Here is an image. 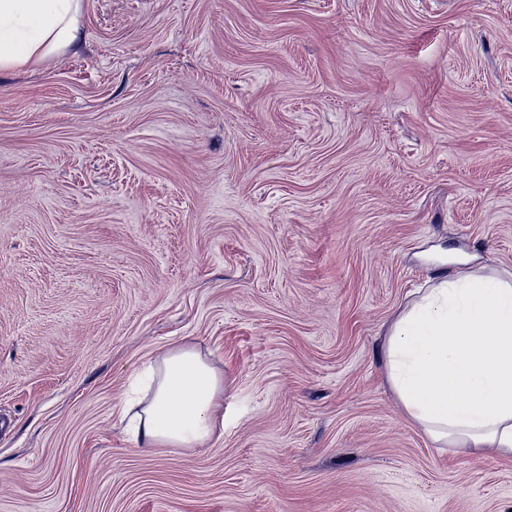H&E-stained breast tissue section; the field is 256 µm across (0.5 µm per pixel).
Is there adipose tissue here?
<instances>
[{
	"instance_id": "obj_1",
	"label": "adipose tissue",
	"mask_w": 512,
	"mask_h": 512,
	"mask_svg": "<svg viewBox=\"0 0 512 512\" xmlns=\"http://www.w3.org/2000/svg\"><path fill=\"white\" fill-rule=\"evenodd\" d=\"M83 0H0V73L78 47ZM404 416L438 448L512 461V272L459 270L415 292L382 334ZM123 402L137 447L196 449L224 435V371L184 341Z\"/></svg>"
}]
</instances>
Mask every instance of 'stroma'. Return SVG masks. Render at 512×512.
Instances as JSON below:
<instances>
[{
  "instance_id": "obj_1",
  "label": "stroma",
  "mask_w": 512,
  "mask_h": 512,
  "mask_svg": "<svg viewBox=\"0 0 512 512\" xmlns=\"http://www.w3.org/2000/svg\"><path fill=\"white\" fill-rule=\"evenodd\" d=\"M512 271V0H84L0 75V512H512V461L434 448L380 336ZM224 437L136 448L182 339Z\"/></svg>"
}]
</instances>
